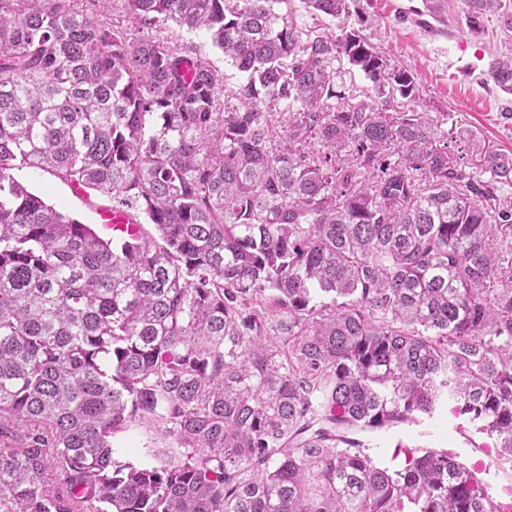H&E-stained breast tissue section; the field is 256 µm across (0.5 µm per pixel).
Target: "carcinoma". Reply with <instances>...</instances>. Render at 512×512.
I'll return each instance as SVG.
<instances>
[{"label": "carcinoma", "instance_id": "carcinoma-1", "mask_svg": "<svg viewBox=\"0 0 512 512\" xmlns=\"http://www.w3.org/2000/svg\"><path fill=\"white\" fill-rule=\"evenodd\" d=\"M122 2L205 29L246 80L223 99L202 52L70 0H0V512H499L452 449L389 468L333 429L450 399L512 458V201L486 207L512 156L475 175L439 119L391 107L416 78L350 0H304L338 22L314 37L290 0ZM464 5L469 31L493 12L512 29L504 0ZM343 59L372 95L337 91ZM487 80L512 94V56ZM24 168L130 224L101 237ZM136 420L185 453L116 459Z\"/></svg>", "mask_w": 512, "mask_h": 512}]
</instances>
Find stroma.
I'll return each mask as SVG.
<instances>
[{
  "instance_id": "stroma-1",
  "label": "stroma",
  "mask_w": 512,
  "mask_h": 512,
  "mask_svg": "<svg viewBox=\"0 0 512 512\" xmlns=\"http://www.w3.org/2000/svg\"><path fill=\"white\" fill-rule=\"evenodd\" d=\"M354 4L370 43L392 65L408 69L416 77L418 98H394V108L444 116L448 145L471 171L480 170L488 154L512 152V95L486 80L490 63L512 53V40L504 38L497 21L487 23L480 33L469 32L463 0H354ZM157 34L183 47L201 48L222 76L225 90L236 89L243 82V74L211 45L204 32H190L171 23ZM16 177L58 210L106 234L98 212L110 207L108 198L75 193L34 169L19 171ZM407 438L416 444L425 441L454 449L469 465L476 460L464 436L463 421L449 403L420 425L370 433L372 454L386 456L388 448ZM112 446L118 459L137 465L158 466L178 452L172 438L139 421L116 433Z\"/></svg>"
}]
</instances>
